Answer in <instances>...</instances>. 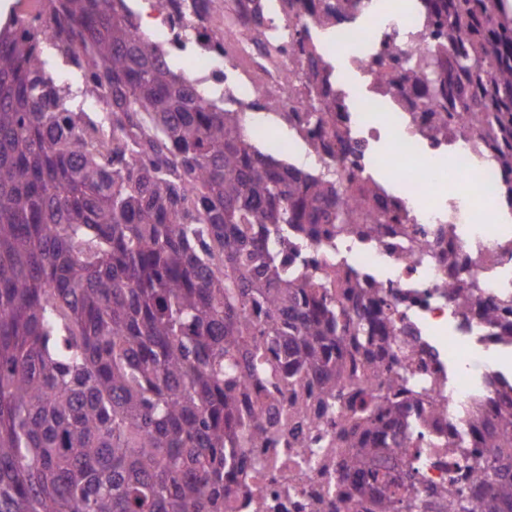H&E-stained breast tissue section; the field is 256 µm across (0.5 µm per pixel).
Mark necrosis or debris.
<instances>
[{"label":"necrosis or debris","mask_w":512,"mask_h":512,"mask_svg":"<svg viewBox=\"0 0 512 512\" xmlns=\"http://www.w3.org/2000/svg\"><path fill=\"white\" fill-rule=\"evenodd\" d=\"M399 13L392 0H146L151 38L168 53L189 58L193 79L208 96L252 117L251 133L264 149L284 161L310 158L316 173L335 171L340 204L356 185L373 183L361 214L394 213L398 223H379L365 239L319 237L293 258L295 266L343 265L362 275L366 286H383L384 309L392 320L394 345L382 354L395 366V348L413 342L418 375L430 390L414 407L419 439L392 449L399 475L414 473L411 496L446 512L442 494L449 478L470 488L467 469L449 471L447 445L468 426L467 411L482 384L452 372V346L497 345L477 311L458 310L442 289L449 279V255L466 264V277L486 300L512 297V234L488 223L484 208L501 193L497 162L486 161L484 131L455 111L447 96L431 98L428 88L406 87L403 76L420 60L448 57L447 37H436L431 0ZM335 9L336 22L322 30L309 14ZM348 51L364 92L336 97L335 133L317 132L295 121L310 111L316 94L297 79L313 58L298 52V37ZM390 137L393 150L376 149ZM320 142L312 151V142ZM452 154L460 185L452 197L435 202V161ZM392 168L398 191L374 183L372 172ZM245 416L278 421L275 431L241 449L233 494L225 512H379L376 500L358 493L354 480L340 479L354 443L340 425L347 409H327L317 381L289 386L247 378ZM306 435L308 448L290 447L289 427Z\"/></svg>","instance_id":"4bbe7bcc"}]
</instances>
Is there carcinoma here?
Masks as SVG:
<instances>
[{
    "label": "carcinoma",
    "mask_w": 512,
    "mask_h": 512,
    "mask_svg": "<svg viewBox=\"0 0 512 512\" xmlns=\"http://www.w3.org/2000/svg\"><path fill=\"white\" fill-rule=\"evenodd\" d=\"M436 2L450 65L472 74L448 96L488 129L512 201V17L502 0ZM21 4L0 24V512H224L238 449L268 432L245 429V375L315 377L339 404L345 354L390 349L381 286L338 269L333 296L326 268L276 247L373 225L339 217L335 178L270 157L242 113L201 100L128 0ZM44 19L66 34L55 57H76V86L43 58ZM303 50L319 57L307 86H328L331 61ZM442 75L432 58L407 81L440 92ZM85 102L111 111L112 131L73 111ZM444 288L493 327L512 308L459 276ZM366 364L381 381L347 420L346 477L380 512H426L383 456L414 442L412 404L380 405L409 392L414 363ZM494 383L469 433L490 452L464 457L477 493L448 479L449 512H512V385Z\"/></svg>",
    "instance_id": "carcinoma-1"
}]
</instances>
